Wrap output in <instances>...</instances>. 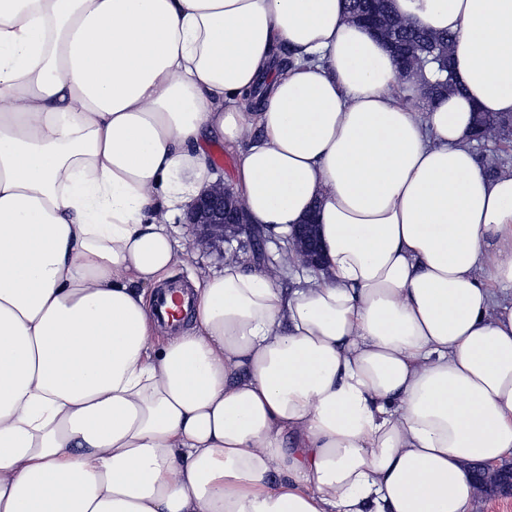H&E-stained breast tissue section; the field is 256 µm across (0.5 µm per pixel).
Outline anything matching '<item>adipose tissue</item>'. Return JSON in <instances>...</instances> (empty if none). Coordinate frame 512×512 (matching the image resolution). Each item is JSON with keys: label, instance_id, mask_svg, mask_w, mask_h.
<instances>
[{"label": "adipose tissue", "instance_id": "1", "mask_svg": "<svg viewBox=\"0 0 512 512\" xmlns=\"http://www.w3.org/2000/svg\"><path fill=\"white\" fill-rule=\"evenodd\" d=\"M390 5L462 94L414 108L344 0H0V512H472L512 458V168L470 139L512 115V0ZM214 140L248 223L316 213L320 271L225 263L162 339Z\"/></svg>", "mask_w": 512, "mask_h": 512}]
</instances>
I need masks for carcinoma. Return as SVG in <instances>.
I'll list each match as a JSON object with an SVG mask.
<instances>
[{
  "label": "carcinoma",
  "instance_id": "1",
  "mask_svg": "<svg viewBox=\"0 0 512 512\" xmlns=\"http://www.w3.org/2000/svg\"><path fill=\"white\" fill-rule=\"evenodd\" d=\"M390 0H346L347 11L353 18L374 15L384 26H392L389 47L408 58L410 75L429 88L432 101L460 93L462 89L452 75V46L456 36L448 31L436 32L412 22L393 17Z\"/></svg>",
  "mask_w": 512,
  "mask_h": 512
}]
</instances>
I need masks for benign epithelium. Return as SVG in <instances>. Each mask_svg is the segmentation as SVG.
Masks as SVG:
<instances>
[{
    "instance_id": "obj_1",
    "label": "benign epithelium",
    "mask_w": 512,
    "mask_h": 512,
    "mask_svg": "<svg viewBox=\"0 0 512 512\" xmlns=\"http://www.w3.org/2000/svg\"><path fill=\"white\" fill-rule=\"evenodd\" d=\"M186 223L195 231V242L215 245L235 236L246 223L244 208L233 188L218 181L204 189L186 214ZM296 261L304 268L319 266L321 246L318 225L308 220L295 227Z\"/></svg>"
}]
</instances>
